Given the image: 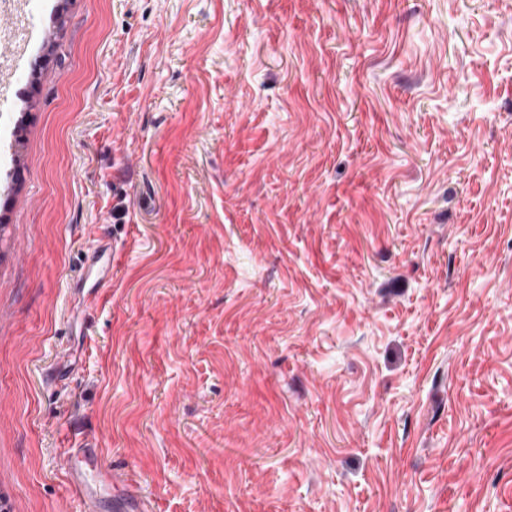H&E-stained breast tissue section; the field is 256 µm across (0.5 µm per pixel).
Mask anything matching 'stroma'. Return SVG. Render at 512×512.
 <instances>
[{
  "instance_id": "stroma-1",
  "label": "stroma",
  "mask_w": 512,
  "mask_h": 512,
  "mask_svg": "<svg viewBox=\"0 0 512 512\" xmlns=\"http://www.w3.org/2000/svg\"><path fill=\"white\" fill-rule=\"evenodd\" d=\"M25 8L0 512H512V0ZM97 448H68L64 469L68 496L81 506L82 512H101L104 493L113 490L114 509L124 512H148L151 509L142 496L138 483L131 477L103 468Z\"/></svg>"
}]
</instances>
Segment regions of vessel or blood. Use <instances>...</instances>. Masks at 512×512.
Listing matches in <instances>:
<instances>
[{
  "label": "vessel or blood",
  "mask_w": 512,
  "mask_h": 512,
  "mask_svg": "<svg viewBox=\"0 0 512 512\" xmlns=\"http://www.w3.org/2000/svg\"><path fill=\"white\" fill-rule=\"evenodd\" d=\"M64 469L68 496L79 503L81 512H101L108 491L113 494L116 512H149L138 483L103 468L91 449H66Z\"/></svg>",
  "instance_id": "1"
}]
</instances>
